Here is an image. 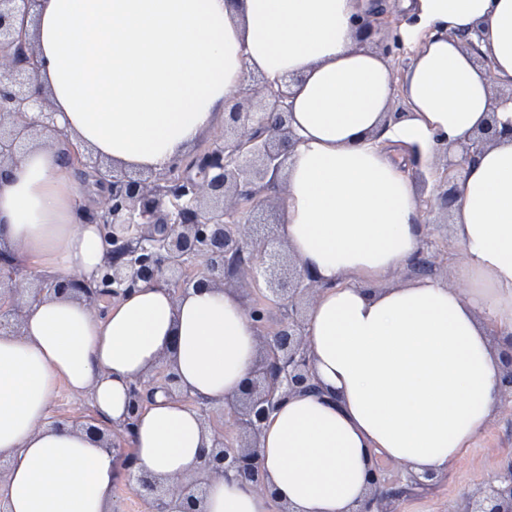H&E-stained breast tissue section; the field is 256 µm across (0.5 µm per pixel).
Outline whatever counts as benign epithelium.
<instances>
[{
  "mask_svg": "<svg viewBox=\"0 0 512 512\" xmlns=\"http://www.w3.org/2000/svg\"><path fill=\"white\" fill-rule=\"evenodd\" d=\"M36 0H0V178L21 161L22 147L35 132L67 142L63 155L78 173L91 171L107 188L96 209L81 206L79 218L100 224L107 257L89 279L44 277L36 291L63 294L72 291L94 310L141 285L162 284L178 294L190 288L222 286L244 290V307L255 323L262 357L241 395L225 403L220 412L234 416L230 433L213 431L199 479L159 482L139 474L128 485L154 512H196L201 484L232 471L275 497L264 483L260 438L264 423L287 398L319 391L311 371L306 340V308L324 285L283 250L280 238L256 232L253 215L270 206L268 192L282 182L288 154L296 137L288 124L289 96L282 87L251 79L224 113V136L213 145L168 168L136 176L111 169L92 153L68 142L55 125L51 103L37 88L38 61L27 38L28 18ZM385 21L359 20L361 40L375 43L389 57L402 50L399 42L379 38ZM36 111V121L29 113ZM493 140L490 128L461 146L456 159L443 147L445 171L437 179L434 195L423 210L421 247L405 269V277L431 275L443 265L440 250L430 251V215L434 206L451 209L458 198V179L465 166ZM15 253L0 248V330L20 333L27 286L16 282L12 269ZM285 310L279 324L267 327L269 307ZM166 394L191 399L178 377L167 368L159 371ZM499 378L502 400L512 401V338L501 350ZM153 393L149 381L130 385V410H138ZM134 422L116 429L103 447L133 463L122 443L132 438ZM435 474L409 475L392 480L376 465L370 488L359 512H395V502L427 486ZM454 512H512V454L504 457L495 475L461 497Z\"/></svg>",
  "mask_w": 512,
  "mask_h": 512,
  "instance_id": "obj_1",
  "label": "benign epithelium"
}]
</instances>
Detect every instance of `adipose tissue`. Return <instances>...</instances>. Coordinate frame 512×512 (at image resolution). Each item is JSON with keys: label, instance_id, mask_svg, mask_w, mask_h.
Instances as JSON below:
<instances>
[{"label": "adipose tissue", "instance_id": "1", "mask_svg": "<svg viewBox=\"0 0 512 512\" xmlns=\"http://www.w3.org/2000/svg\"><path fill=\"white\" fill-rule=\"evenodd\" d=\"M394 75L361 47L356 19L379 0H38L27 29L56 123L109 165L159 172L224 117L249 77L289 86L297 143L284 171L278 235L325 290L309 307L316 394L288 398L261 435L265 483L290 512H355L375 455L438 473L469 451L498 407L512 336V0H401ZM480 33L490 68L467 36ZM406 111L389 112L395 96ZM497 135L463 173L452 224L460 294L422 276L376 289L419 249L422 204L405 157L429 162L481 129ZM72 169L51 139L28 141L0 179V243L33 277L93 276L99 225L81 222ZM355 282H345L346 274ZM260 356L232 288L142 285L104 315L77 297L26 299L21 335L0 332V512H112L116 456L50 408L59 385L90 392L111 432L129 387L169 365L212 405L234 398ZM210 434L193 404L155 393L137 415L135 473L191 482ZM203 512H268L235 474L211 479Z\"/></svg>", "mask_w": 512, "mask_h": 512}]
</instances>
